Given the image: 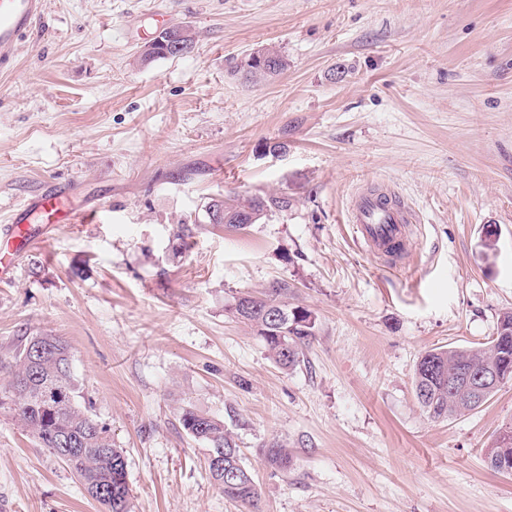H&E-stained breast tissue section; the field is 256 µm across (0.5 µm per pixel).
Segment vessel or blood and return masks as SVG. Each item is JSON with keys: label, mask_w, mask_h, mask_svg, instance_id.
I'll return each instance as SVG.
<instances>
[{"label": "vessel or blood", "mask_w": 512, "mask_h": 512, "mask_svg": "<svg viewBox=\"0 0 512 512\" xmlns=\"http://www.w3.org/2000/svg\"><path fill=\"white\" fill-rule=\"evenodd\" d=\"M45 0H0V68H10L17 56L21 41L29 36L44 15ZM27 206L34 214L42 215L49 224H80L84 216L66 204L64 190L49 186L42 188ZM22 212L10 213L6 224L0 226V237L11 242L13 249L0 254V280L10 278L18 256L38 248L41 238L32 236L23 226ZM349 221L357 239L377 252H400L409 237V225L414 217L405 205L380 193L356 196L352 202Z\"/></svg>", "instance_id": "b4317fda"}]
</instances>
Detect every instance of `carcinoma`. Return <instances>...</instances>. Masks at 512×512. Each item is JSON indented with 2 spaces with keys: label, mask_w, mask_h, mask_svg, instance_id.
<instances>
[{
  "label": "carcinoma",
  "mask_w": 512,
  "mask_h": 512,
  "mask_svg": "<svg viewBox=\"0 0 512 512\" xmlns=\"http://www.w3.org/2000/svg\"><path fill=\"white\" fill-rule=\"evenodd\" d=\"M273 56L265 67L246 63L247 74L256 79H272L288 67V60L270 50ZM288 198L269 196L213 200L206 206L212 224L235 229L247 225L239 217L248 214L257 224L272 210L288 208ZM192 229L180 224L173 232L172 252L179 254L191 237ZM281 289L261 296L243 292L234 298L230 311L255 328L271 360L282 369H292L300 362L302 348L315 335V319L302 307H288L280 299ZM11 371V380L0 388V406L7 405L21 426L42 447L63 462L81 483L102 512H130V488L122 449L116 447L108 431L78 405L79 388L73 372V358L68 343L60 336L38 333L26 337L23 347L9 357L0 358V367ZM475 371L496 369L512 380V309L500 315L496 336L489 342L468 349H432L421 356L413 377V390L422 410L433 420L465 416L481 404L463 386L448 389V378L459 369ZM180 424L192 439L204 444L208 452L224 450L223 466L207 458L211 480L224 498L246 507H257L260 491L251 470L243 462L240 448L225 428L224 420L192 407L182 409ZM485 461L494 471L498 463H512V423L501 428L485 449ZM268 464L286 470L291 460L276 442L266 451ZM110 487L112 493L100 494Z\"/></svg>",
  "instance_id": "obj_1"
}]
</instances>
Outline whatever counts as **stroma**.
<instances>
[{
	"label": "stroma",
	"instance_id": "1",
	"mask_svg": "<svg viewBox=\"0 0 512 512\" xmlns=\"http://www.w3.org/2000/svg\"><path fill=\"white\" fill-rule=\"evenodd\" d=\"M157 11L195 44L143 66ZM264 48L287 69L246 82ZM50 183L99 211L0 282V357L39 332L68 342L131 512H248L213 484L187 405L223 418L261 512H512V474L482 455L512 422V381L444 421L412 386L426 350L489 342L512 308V0H46L0 72V222ZM370 188L415 212L398 262L348 222ZM269 195L288 209L208 221L211 200ZM272 288L316 319L291 370L227 310ZM273 441L288 470L267 464ZM0 512H100L6 408Z\"/></svg>",
	"mask_w": 512,
	"mask_h": 512
}]
</instances>
